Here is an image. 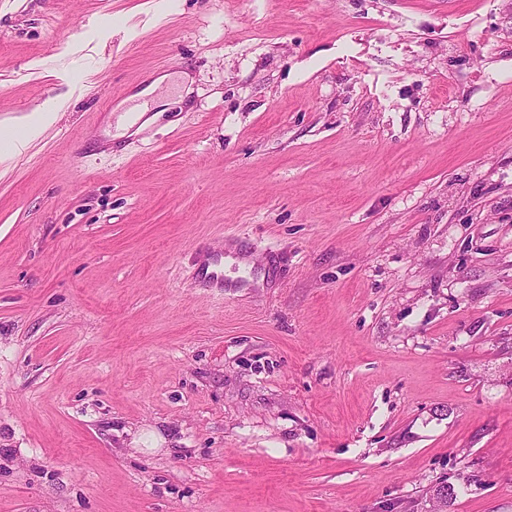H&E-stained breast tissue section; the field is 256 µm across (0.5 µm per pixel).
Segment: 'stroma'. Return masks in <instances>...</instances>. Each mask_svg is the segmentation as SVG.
I'll list each match as a JSON object with an SVG mask.
<instances>
[{"label": "stroma", "instance_id": "obj_1", "mask_svg": "<svg viewBox=\"0 0 512 512\" xmlns=\"http://www.w3.org/2000/svg\"><path fill=\"white\" fill-rule=\"evenodd\" d=\"M0 512H512V0H0Z\"/></svg>", "mask_w": 512, "mask_h": 512}]
</instances>
